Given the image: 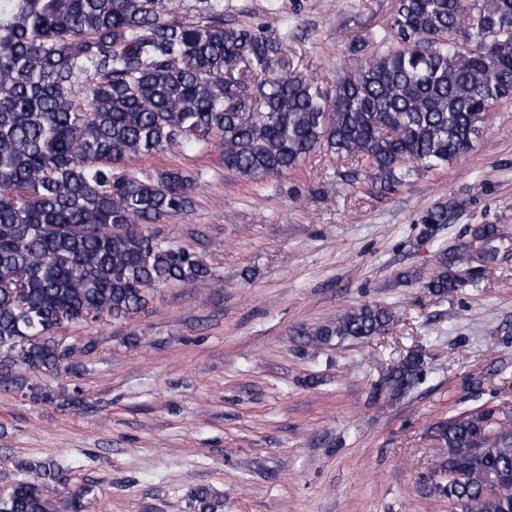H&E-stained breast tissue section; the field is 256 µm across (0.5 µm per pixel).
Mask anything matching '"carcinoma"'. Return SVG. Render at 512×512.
<instances>
[{
  "label": "carcinoma",
  "instance_id": "carcinoma-1",
  "mask_svg": "<svg viewBox=\"0 0 512 512\" xmlns=\"http://www.w3.org/2000/svg\"><path fill=\"white\" fill-rule=\"evenodd\" d=\"M198 21L170 19L175 0H0V368L71 367L85 348L55 332L126 323L161 289L212 276L197 253L146 230L194 203L180 170L119 167L173 145L216 143L247 179L295 169L316 153L356 163L384 192L465 155L490 107L512 98V0H398L381 49L336 79L334 96L288 71L287 36L224 25L222 0ZM448 206L421 218L432 236ZM496 224L440 251L423 284L446 295L463 264L495 262ZM396 322L377 303L319 327V341L368 339ZM412 356L389 379L407 389ZM448 481L433 492L461 512H512V411L463 412L431 427ZM0 512H53L50 462L26 464ZM497 486L486 495L489 482ZM196 512L220 503L197 492Z\"/></svg>",
  "mask_w": 512,
  "mask_h": 512
}]
</instances>
